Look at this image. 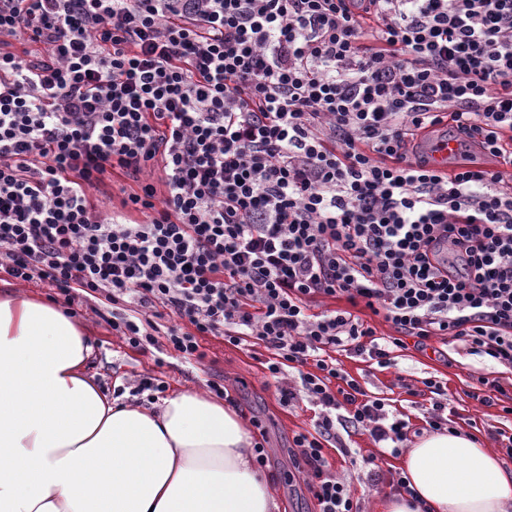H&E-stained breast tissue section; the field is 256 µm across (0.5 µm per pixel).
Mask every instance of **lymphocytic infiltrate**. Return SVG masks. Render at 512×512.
Returning a JSON list of instances; mask_svg holds the SVG:
<instances>
[{
  "instance_id": "lymphocytic-infiltrate-1",
  "label": "lymphocytic infiltrate",
  "mask_w": 512,
  "mask_h": 512,
  "mask_svg": "<svg viewBox=\"0 0 512 512\" xmlns=\"http://www.w3.org/2000/svg\"><path fill=\"white\" fill-rule=\"evenodd\" d=\"M443 125L450 176L421 151ZM511 178L512 0H0V269L134 348L264 346L319 409L289 448L318 512H358L337 427L394 455L412 429L336 352L443 336L512 370Z\"/></svg>"
}]
</instances>
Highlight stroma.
Wrapping results in <instances>:
<instances>
[{
  "mask_svg": "<svg viewBox=\"0 0 512 512\" xmlns=\"http://www.w3.org/2000/svg\"><path fill=\"white\" fill-rule=\"evenodd\" d=\"M76 317L90 333L91 374L105 392L122 390L127 402L147 406L146 395L137 394L136 386L140 378L150 375L161 377L173 391L204 390L210 382L224 383L237 399L240 417L246 420L253 416L260 422L250 434L252 439H264L270 453L265 473L276 493L279 512H317L305 482L288 463L287 448L296 433L313 431L318 410L305 399L291 405L279 401L266 385L260 347L235 346L219 337L203 336L199 344L204 357L195 362L179 358L162 342L144 350L128 346L113 332L109 313L94 312L89 305L77 307ZM338 359L369 395L385 399L389 412L409 419L417 428L424 427L432 404L424 381L438 377L454 411L455 429L474 437L503 467L512 469V458L501 452L495 440L498 429L512 428V415L503 412L501 406L487 407L469 396L478 377L496 371L494 362L468 354L459 341L449 342L440 354L430 347H409L396 352L392 366L387 368L345 352L339 353ZM346 448L352 450V457L343 456ZM327 458L333 471L351 483L360 512H382L392 494L388 482L402 469L401 456L382 453L365 431L340 428L328 444ZM375 479L381 484L377 492L370 489Z\"/></svg>",
  "mask_w": 512,
  "mask_h": 512,
  "instance_id": "stroma-1",
  "label": "stroma"
}]
</instances>
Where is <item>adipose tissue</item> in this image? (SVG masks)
<instances>
[{
	"label": "adipose tissue",
	"instance_id": "ef3b65f1",
	"mask_svg": "<svg viewBox=\"0 0 512 512\" xmlns=\"http://www.w3.org/2000/svg\"><path fill=\"white\" fill-rule=\"evenodd\" d=\"M91 353L53 304L0 298V512H274L236 411L194 389L130 406L88 374ZM403 469L425 506L384 512L512 505V470L461 432L421 438Z\"/></svg>",
	"mask_w": 512,
	"mask_h": 512
}]
</instances>
